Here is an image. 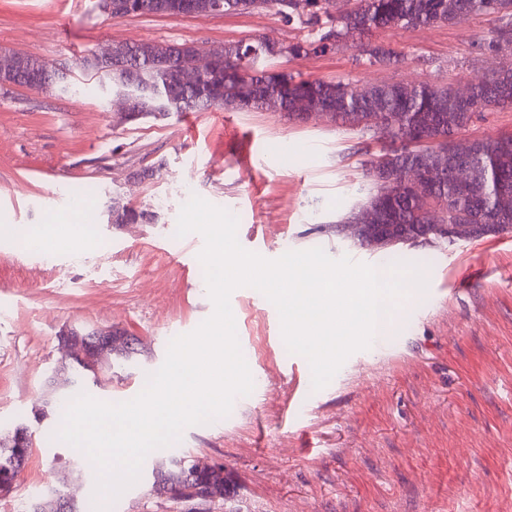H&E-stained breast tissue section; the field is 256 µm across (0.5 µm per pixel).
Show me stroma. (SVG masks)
I'll return each instance as SVG.
<instances>
[{
  "label": "stroma",
  "mask_w": 512,
  "mask_h": 512,
  "mask_svg": "<svg viewBox=\"0 0 512 512\" xmlns=\"http://www.w3.org/2000/svg\"><path fill=\"white\" fill-rule=\"evenodd\" d=\"M496 28L484 15L392 27L265 65L304 79L478 81L506 60L487 48ZM314 36L302 18L272 7L113 19L99 0H0V50L67 71L61 90L0 88V429L32 421L42 407L45 382L64 359V327L112 325L142 339L141 355L87 389L117 403L144 388L172 338L212 314L198 259L203 239L174 235L184 183L235 215L242 247L264 258L319 247L371 266L413 263L427 278L426 289L395 310L394 349L347 359L292 420L283 416L294 391L290 369L300 365L307 379L310 366L288 352L275 306L253 288L236 289L252 392L227 417L190 426L178 443L149 453L139 480L106 512H497L512 493V232L453 245L431 237L390 249L360 245L344 222L373 192L367 169L389 140L280 112L214 108L126 121L117 88L79 66L114 43L217 51ZM363 42L396 63L368 65ZM64 194L89 207L73 210L72 223L93 228L74 251L26 234L62 223ZM116 206L148 218L112 223ZM56 426L34 424L32 455L14 491L0 497V512H18L50 483L93 500L95 475L81 451L54 440ZM172 454L222 462L234 497L194 508L151 493L153 467Z\"/></svg>",
  "instance_id": "obj_1"
}]
</instances>
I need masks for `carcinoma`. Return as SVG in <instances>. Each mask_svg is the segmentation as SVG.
Here are the masks:
<instances>
[{
	"label": "carcinoma",
	"instance_id": "obj_1",
	"mask_svg": "<svg viewBox=\"0 0 512 512\" xmlns=\"http://www.w3.org/2000/svg\"><path fill=\"white\" fill-rule=\"evenodd\" d=\"M133 14L165 13L161 3L177 0H132ZM269 4L277 6L278 13L289 18L292 14L306 16L307 23L318 28V38L290 45L295 51L318 52L327 48L331 40L341 42L356 34L392 26L405 28L435 27L453 24L472 16L485 15L499 23L497 38L490 48L512 45V0H358L355 7L341 15L329 12L327 0H298L294 7L283 9L280 0H224V10L249 13ZM182 46L165 42L132 43L127 55L112 60L109 65L95 64L86 58L82 67L112 82L122 92L134 91L142 99V116L163 118L172 112H203L219 107L225 100L239 103L238 111L264 109L269 93H279L288 110V118L300 119L297 109L307 99L316 98L330 110L341 125L362 132L369 127L360 123L367 112H385L397 122L395 137L407 133L425 132L429 136L448 138V150L459 164L467 167L469 179L456 181L450 172L435 176L433 193L438 202L446 205V219L461 224L464 240L479 239L490 234L512 231V209L498 208L501 196H512V137H500L483 144L462 138L470 121L480 112L512 105V70L497 75L488 82L473 85L472 96L464 102L457 98L450 85L419 82L409 90L398 84L375 85L362 81L297 79L290 74L270 71L258 65V58L243 60L235 48H230L224 63V77L212 79L209 74L191 85L178 81L168 69L169 59L180 53ZM408 146L384 152L373 161L371 171L382 167L404 169L418 162ZM375 193L369 202L378 204L388 217L381 229V237L404 244L415 236H431L448 243L453 240L442 234L437 224H429L412 204L408 193H393L378 176H373ZM137 355L135 346H129L120 337L112 340V354L90 368L79 359L67 368L84 375H112V362H129ZM66 394L53 393L47 409L34 415L40 422L51 413L61 410ZM34 445L31 427L18 422L0 431V496L11 494L16 478ZM172 493V498L188 490L203 493L211 500H222L230 493V484L224 478L199 472L186 457L172 456L169 463L161 462L152 470L151 491L158 484ZM63 494L49 486L28 499L23 512H55L51 503Z\"/></svg>",
	"mask_w": 512,
	"mask_h": 512
}]
</instances>
